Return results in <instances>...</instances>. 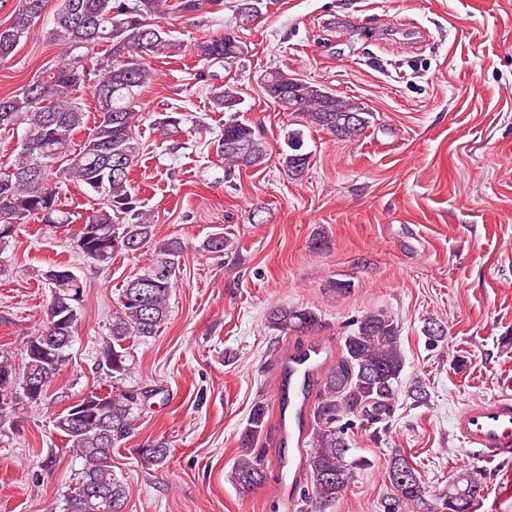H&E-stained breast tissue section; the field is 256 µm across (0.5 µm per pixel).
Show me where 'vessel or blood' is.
Returning <instances> with one entry per match:
<instances>
[{
  "label": "vessel or blood",
  "mask_w": 512,
  "mask_h": 512,
  "mask_svg": "<svg viewBox=\"0 0 512 512\" xmlns=\"http://www.w3.org/2000/svg\"><path fill=\"white\" fill-rule=\"evenodd\" d=\"M326 358L320 344L290 349L277 371L276 401L280 408L274 466L278 478L271 496L279 512H296L303 497L302 458L309 435L310 397ZM454 432L465 445L489 459L512 457V387L494 398L466 405L454 418Z\"/></svg>",
  "instance_id": "b4317fda"
}]
</instances>
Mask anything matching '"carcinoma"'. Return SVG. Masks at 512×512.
<instances>
[{
  "label": "carcinoma",
  "instance_id": "1",
  "mask_svg": "<svg viewBox=\"0 0 512 512\" xmlns=\"http://www.w3.org/2000/svg\"><path fill=\"white\" fill-rule=\"evenodd\" d=\"M49 0H20L10 24L0 29V64L10 60L21 38L29 33ZM257 0H240L237 24L250 25L258 18ZM222 0H60L52 27L51 42L65 49L64 62L15 95L0 98V129L26 125L23 144L15 162L0 168V251L15 239L19 227L30 220L68 227L78 220L65 208L60 190L65 182L78 184L85 195L101 199V206L83 218L72 235L83 256L109 263L117 254L145 247L153 259L142 274L127 281L119 306L112 314L109 334L97 347V367L102 371L100 387L91 390L53 418V426L82 460L78 480L64 499L62 512H125L130 489L112 470V450L135 429L137 414L147 392L126 387L136 346L158 335L170 313V298L180 272L184 247L180 239L155 240L152 216L136 199L131 172L142 147L136 136L139 96L155 80L152 59L182 50L171 31L157 19L170 13L206 14ZM106 46L104 55L96 48ZM204 64L228 62L244 55L236 33L208 38L194 44ZM96 77L93 87L98 121L75 152L73 135L84 127L85 112L76 93ZM266 96L283 112L302 115L304 123L292 129L281 152L282 163L293 179L308 172L311 153L305 151L304 128L318 127L340 140L355 141L370 127L373 113L349 98L294 78L280 69L261 75ZM216 110L229 112L216 150L224 158V175L236 168H257L268 156L267 144L255 127L234 116L241 99L230 86L211 92ZM362 117L360 127H350L347 117ZM183 118L176 111L161 112L154 129L166 139ZM227 248L224 233L207 235L197 246L201 253L221 256ZM51 286L41 328L25 342L22 370L5 356L0 358V422L30 407L40 406L46 392L26 390L25 376L52 381L69 362V349L81 319L84 283L67 264H56L44 272ZM321 316L308 307L279 306L270 311L268 327L304 334L321 326ZM405 367L400 349V329L384 312H373L356 320L344 337L336 367L320 382L312 408L311 450L306 458L311 492L303 495L302 512L312 506L327 512L354 482L356 471L367 461L352 454L347 430L340 425L348 416L379 422L391 413L398 382ZM268 404L257 401L242 433L243 453L234 462L229 481L245 496L263 486L267 471L263 454L253 444L266 425ZM147 464L161 468L170 457L162 438L138 449ZM411 476L402 492L393 495L385 512H401L407 503L427 504L426 487L417 469L402 454L389 462L388 478L401 468ZM483 491L477 473L463 472L444 496L448 512H472Z\"/></svg>",
  "mask_w": 512,
  "mask_h": 512
}]
</instances>
